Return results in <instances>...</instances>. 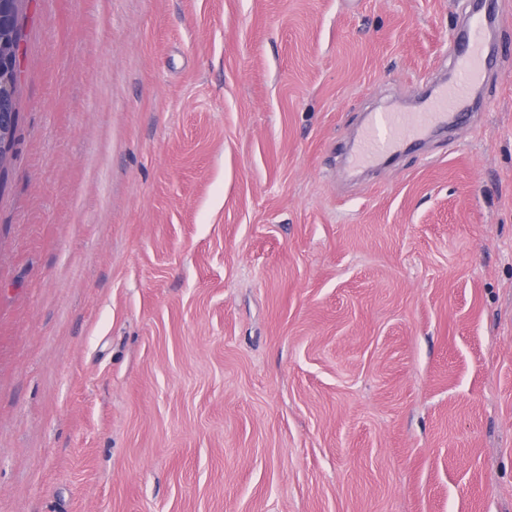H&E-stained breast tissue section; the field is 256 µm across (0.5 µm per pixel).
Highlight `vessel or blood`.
Wrapping results in <instances>:
<instances>
[{"label": "vessel or blood", "mask_w": 512, "mask_h": 512, "mask_svg": "<svg viewBox=\"0 0 512 512\" xmlns=\"http://www.w3.org/2000/svg\"><path fill=\"white\" fill-rule=\"evenodd\" d=\"M451 57L453 79L437 89L422 111L375 112L370 115L353 155L355 163L364 165L394 152L428 128L447 123L451 114L466 108L469 90L485 74L481 21L469 22L465 47L452 49Z\"/></svg>", "instance_id": "obj_1"}]
</instances>
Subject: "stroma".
Returning a JSON list of instances; mask_svg holds the SVG:
<instances>
[{
	"instance_id": "obj_1",
	"label": "stroma",
	"mask_w": 512,
	"mask_h": 512,
	"mask_svg": "<svg viewBox=\"0 0 512 512\" xmlns=\"http://www.w3.org/2000/svg\"><path fill=\"white\" fill-rule=\"evenodd\" d=\"M485 107L368 173L470 0H26L0 512H512V0Z\"/></svg>"
}]
</instances>
